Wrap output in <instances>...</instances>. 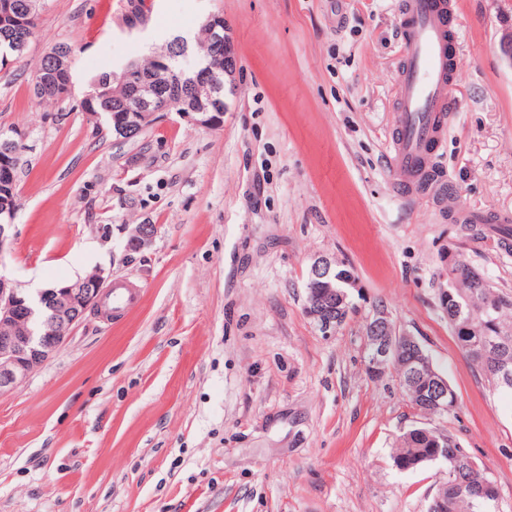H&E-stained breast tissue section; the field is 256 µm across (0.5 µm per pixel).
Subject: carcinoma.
Masks as SVG:
<instances>
[{
  "label": "carcinoma",
  "mask_w": 512,
  "mask_h": 512,
  "mask_svg": "<svg viewBox=\"0 0 512 512\" xmlns=\"http://www.w3.org/2000/svg\"><path fill=\"white\" fill-rule=\"evenodd\" d=\"M11 2L13 12L23 21L0 24V55L10 53L12 44L29 40L39 24L36 13L31 15L32 19H27L29 0ZM199 52L202 55L199 67L208 69L211 80L224 86V47L212 40L205 26L202 27ZM127 68L151 75L155 86L171 96L189 99L194 95V84L189 77H183L178 85L171 87L169 74L156 71L151 60L145 64L129 61L120 70L104 71L94 80L104 79L116 88ZM37 73L46 78L40 100L57 101L59 77L52 75V55L42 58ZM125 100L126 92L122 89L115 98L98 102L92 108L84 104L82 109L106 114L112 125ZM11 149L14 155L0 157L1 185L17 182L19 144H13ZM448 292V303L442 307L448 314V323L459 350L495 389L512 396V297L494 292L486 276L461 259L448 273ZM392 459L400 471L415 470L424 460L429 464H446L448 509H442L432 500L427 512H496L497 485L487 468L462 448L453 435L425 425L413 426L399 435Z\"/></svg>",
  "instance_id": "obj_1"
}]
</instances>
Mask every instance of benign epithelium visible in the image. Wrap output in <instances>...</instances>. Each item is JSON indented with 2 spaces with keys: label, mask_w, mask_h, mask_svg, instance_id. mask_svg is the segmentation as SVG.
<instances>
[{
  "label": "benign epithelium",
  "mask_w": 512,
  "mask_h": 512,
  "mask_svg": "<svg viewBox=\"0 0 512 512\" xmlns=\"http://www.w3.org/2000/svg\"><path fill=\"white\" fill-rule=\"evenodd\" d=\"M135 92L125 103L121 125L116 133L128 141L144 132L161 112H178L196 125L216 127L221 124L224 102L214 96L209 75L197 82L192 100L173 103L156 92L149 79L137 71L126 74ZM153 224H139L131 231L128 249L138 253L150 246L155 237ZM332 262L325 256L314 259L309 275L322 287L320 302L308 309L326 334L332 333L345 312L347 293L336 290L330 278ZM104 273L93 272L87 278L56 288H43L32 294L18 287L11 278L0 274V394L23 382L52 356L70 337L73 327L85 314L100 310L106 299ZM368 351V369L374 376L395 366L404 391L412 393L419 384L428 387V402L443 411L448 404V380L440 375L431 361L414 352L418 340L400 332L383 313L369 320L364 328Z\"/></svg>",
  "instance_id": "1"
}]
</instances>
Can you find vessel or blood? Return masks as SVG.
Wrapping results in <instances>:
<instances>
[{"mask_svg": "<svg viewBox=\"0 0 512 512\" xmlns=\"http://www.w3.org/2000/svg\"><path fill=\"white\" fill-rule=\"evenodd\" d=\"M456 0H403L399 30L404 44L403 62L396 76L395 122L388 145L393 177L411 189L437 186L440 175L429 163L441 147L454 110L452 91L462 77L452 50L449 20ZM463 224H508L512 215L471 211L460 207ZM139 294L128 280L108 289L114 312L132 308Z\"/></svg>", "mask_w": 512, "mask_h": 512, "instance_id": "obj_1", "label": "vessel or blood"}]
</instances>
